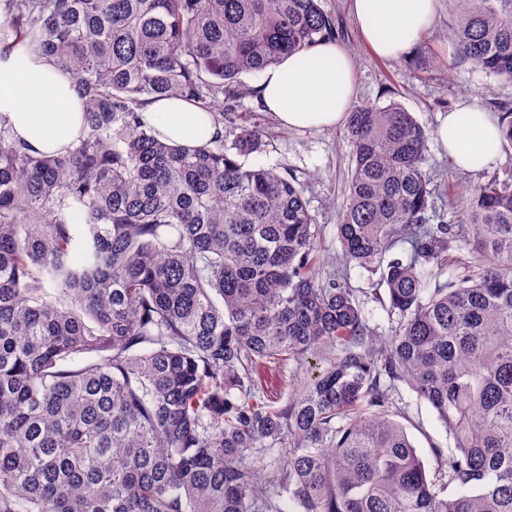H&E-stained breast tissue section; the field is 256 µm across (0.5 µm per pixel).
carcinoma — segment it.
I'll list each match as a JSON object with an SVG mask.
<instances>
[{
    "mask_svg": "<svg viewBox=\"0 0 512 512\" xmlns=\"http://www.w3.org/2000/svg\"><path fill=\"white\" fill-rule=\"evenodd\" d=\"M454 2L457 61L512 80V0ZM339 39L320 0H0V58L85 105L60 154L0 125V512H283L280 488L295 512H512V182L452 191L466 231L432 224L426 131L396 101L349 112L336 237L381 271L376 336L319 279L305 184L247 164L256 126L174 147L141 119L166 98L221 125L241 75ZM327 345L276 405L264 374ZM399 382L454 440L432 474Z\"/></svg>",
    "mask_w": 512,
    "mask_h": 512,
    "instance_id": "obj_1",
    "label": "carcinoma"
}]
</instances>
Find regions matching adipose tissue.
<instances>
[{
    "label": "adipose tissue",
    "mask_w": 512,
    "mask_h": 512,
    "mask_svg": "<svg viewBox=\"0 0 512 512\" xmlns=\"http://www.w3.org/2000/svg\"><path fill=\"white\" fill-rule=\"evenodd\" d=\"M361 35L378 57L396 59L410 51L435 21L439 0H353ZM264 106L291 128H327L341 123L357 93L350 52L323 42L302 56L285 58L262 72L256 86ZM83 103L70 77L46 61L10 56L0 60V124L37 152H59L78 138ZM143 122L168 144L186 145L193 129L217 132L209 115L182 100L144 105ZM459 170L492 163L499 152V120L479 106L459 104L436 131Z\"/></svg>",
    "instance_id": "ef3b65f1"
}]
</instances>
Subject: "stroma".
I'll return each mask as SVG.
<instances>
[{
    "instance_id": "stroma-1",
    "label": "stroma",
    "mask_w": 512,
    "mask_h": 512,
    "mask_svg": "<svg viewBox=\"0 0 512 512\" xmlns=\"http://www.w3.org/2000/svg\"><path fill=\"white\" fill-rule=\"evenodd\" d=\"M323 9L339 22L345 37L342 45L354 58L358 84L357 104L386 105L396 100L412 113L428 132H435L442 116L459 103H475L486 111L495 106L512 107V81L486 74L478 66L455 61V48L442 38L453 20L452 0H441L434 24L425 31L407 55L382 60L372 55L349 11L348 0H322ZM242 83L249 88L236 111L224 115V138L232 140L243 124L260 127L269 139L266 152L252 155L251 163L276 169H288L308 184L306 197L319 225L316 258L320 275H327L336 263L339 244L336 223L344 187L351 169V147L344 137V125L314 130H289L279 126L261 107L251 90L258 75L246 74ZM435 183L452 180L457 185L477 184L491 177L512 179V145H503L497 160L472 172L454 168L436 140H429L424 164ZM377 277L354 266L348 269L345 283L354 292L367 324L376 335H389L397 318L388 309V301L375 292ZM320 357L307 358L303 364L284 362L271 376V392L287 399L301 382L318 372ZM407 433L427 469L436 466L435 449L453 445L432 407L420 400L409 387L401 389Z\"/></svg>"
}]
</instances>
